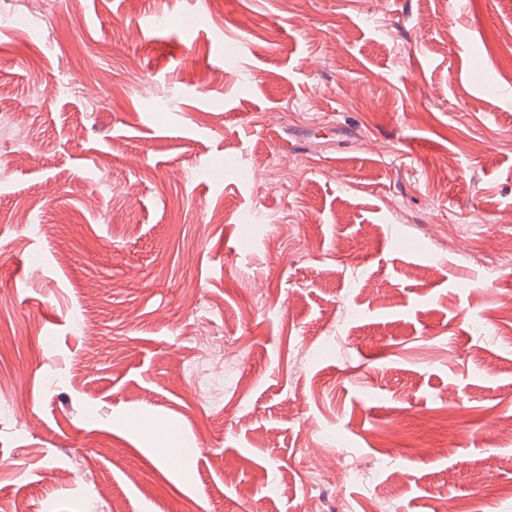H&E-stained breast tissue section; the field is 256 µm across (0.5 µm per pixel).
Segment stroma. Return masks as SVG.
<instances>
[{
	"mask_svg": "<svg viewBox=\"0 0 512 512\" xmlns=\"http://www.w3.org/2000/svg\"><path fill=\"white\" fill-rule=\"evenodd\" d=\"M511 31L0 0V512H512Z\"/></svg>",
	"mask_w": 512,
	"mask_h": 512,
	"instance_id": "35a3bbf8",
	"label": "stroma"
}]
</instances>
